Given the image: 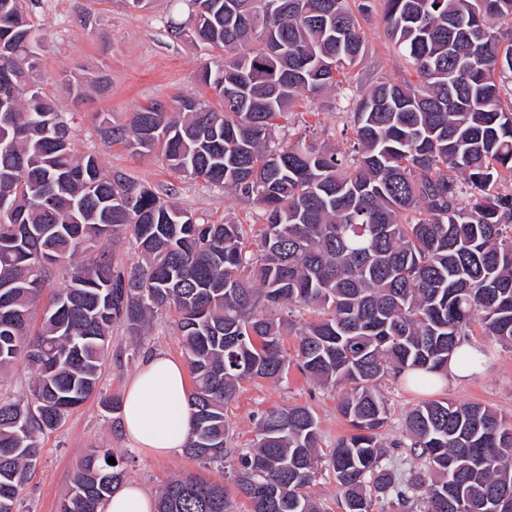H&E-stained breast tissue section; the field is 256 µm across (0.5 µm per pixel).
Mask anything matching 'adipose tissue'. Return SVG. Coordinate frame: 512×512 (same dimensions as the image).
Returning a JSON list of instances; mask_svg holds the SVG:
<instances>
[{"label":"adipose tissue","mask_w":512,"mask_h":512,"mask_svg":"<svg viewBox=\"0 0 512 512\" xmlns=\"http://www.w3.org/2000/svg\"><path fill=\"white\" fill-rule=\"evenodd\" d=\"M485 367L481 351L464 337L446 373L432 378L431 384L439 387L466 379ZM188 384L181 361L161 352L144 361L127 384L122 403V426L134 445L159 456L183 451L192 424Z\"/></svg>","instance_id":"adipose-tissue-1"}]
</instances>
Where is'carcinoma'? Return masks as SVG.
<instances>
[{
  "label": "carcinoma",
  "instance_id": "cac0c4a2",
  "mask_svg": "<svg viewBox=\"0 0 512 512\" xmlns=\"http://www.w3.org/2000/svg\"><path fill=\"white\" fill-rule=\"evenodd\" d=\"M187 35L217 54L200 81L214 100L152 102L127 126L101 119L103 139L155 152L172 171L234 191L262 209L259 250L241 225L201 224L121 171L74 147L75 112L36 91L44 36L23 0H0V369L24 356L31 398H0V512L17 506L39 459L38 437L96 391L115 324L136 336L163 308L179 314L194 379L186 454L224 465V405L240 384L280 380L297 364L340 390L352 432L325 457L305 406L261 415L238 451L233 483L250 512H321L306 492L332 470L344 512H369V493L400 512H512V422L480 404L432 400L406 418L408 447L426 472L392 480L380 466L388 408L374 383L388 371L441 374L457 339L478 325L512 347V0H381L388 37L417 81H380L356 99L351 153L300 136L275 138L276 119L348 79L363 53L356 0H187ZM131 232L145 264L116 267L94 244ZM69 280L30 330L51 265ZM95 448L74 473L61 512H102L123 460ZM155 512H236L224 484L188 475L159 492Z\"/></svg>",
  "mask_w": 512,
  "mask_h": 512
}]
</instances>
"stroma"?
I'll list each match as a JSON object with an SVG mask.
<instances>
[{
	"instance_id": "1",
	"label": "stroma",
	"mask_w": 512,
	"mask_h": 512,
	"mask_svg": "<svg viewBox=\"0 0 512 512\" xmlns=\"http://www.w3.org/2000/svg\"><path fill=\"white\" fill-rule=\"evenodd\" d=\"M370 9L361 21L364 55L349 73L342 88L317 97L311 109L296 106L278 118L277 135L295 140L304 135L317 144L340 152L353 142V99L380 80L398 82L414 78L404 56L385 34L379 0H367ZM188 15L185 0H151L144 9L129 0H31L29 19L44 28L45 48L39 71L40 87L61 111H72L75 90H83L86 102L75 123L78 152L99 156L105 171L120 170L157 191L174 189L180 207L211 224L230 220L240 224L249 248H256L265 231L260 209L250 200L230 191L184 178L168 169L160 158L135 156L122 145L105 143L98 132L101 118L128 124L132 112L154 101L202 93L200 69L213 54L191 39L169 36L170 20ZM177 315H155L142 335L132 336L117 326L112 330L108 354L96 394L77 406L54 431L39 436L41 461L33 473L19 512H60L70 491L73 472L94 448L112 449L124 461L125 479L157 496L172 477L193 473L224 485H232L237 451L251 447L257 420L267 410L292 405L309 408L320 429V448L328 450L351 427L338 409L340 394L311 381L297 366H290L280 381H246L224 407L229 453L223 468L208 466L186 453L158 457L134 447L115 416L104 408L105 400L122 397L126 383L148 355L165 352L183 359L182 340L176 328ZM469 338L484 352V372L440 390L416 388L391 374L376 384L388 408L381 436L388 446L382 464L394 479L408 477L422 464L404 447L405 420L418 404L445 399L458 404L478 403L512 420V350L491 343L480 332Z\"/></svg>"
}]
</instances>
